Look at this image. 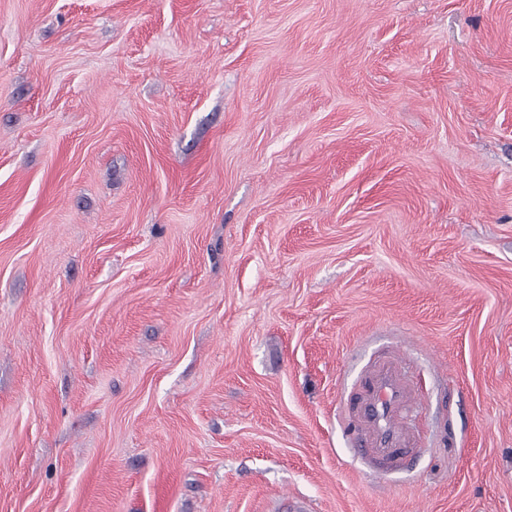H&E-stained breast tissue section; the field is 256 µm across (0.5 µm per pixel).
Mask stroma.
Returning a JSON list of instances; mask_svg holds the SVG:
<instances>
[{"instance_id": "1", "label": "stroma", "mask_w": 512, "mask_h": 512, "mask_svg": "<svg viewBox=\"0 0 512 512\" xmlns=\"http://www.w3.org/2000/svg\"><path fill=\"white\" fill-rule=\"evenodd\" d=\"M293 503L512 512V0H0V512ZM415 391L397 357L373 362L361 380L356 396L347 404L349 422L371 462L381 475L389 465L414 448L406 410Z\"/></svg>"}]
</instances>
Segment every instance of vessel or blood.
Listing matches in <instances>:
<instances>
[{"label":"vessel or blood","mask_w":512,"mask_h":512,"mask_svg":"<svg viewBox=\"0 0 512 512\" xmlns=\"http://www.w3.org/2000/svg\"><path fill=\"white\" fill-rule=\"evenodd\" d=\"M415 391L398 358L389 356L367 369L347 405L350 425L377 469L403 459L414 446L406 410Z\"/></svg>","instance_id":"obj_1"}]
</instances>
